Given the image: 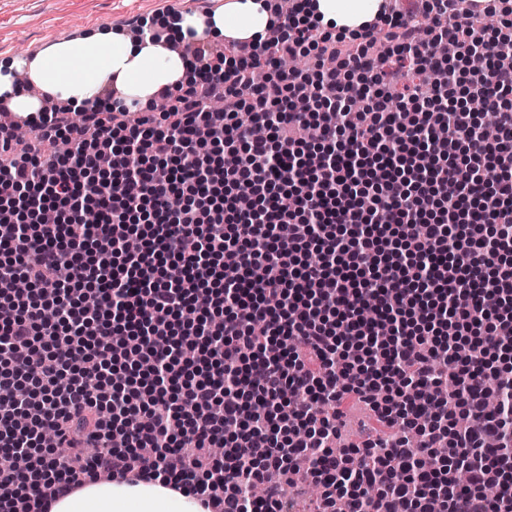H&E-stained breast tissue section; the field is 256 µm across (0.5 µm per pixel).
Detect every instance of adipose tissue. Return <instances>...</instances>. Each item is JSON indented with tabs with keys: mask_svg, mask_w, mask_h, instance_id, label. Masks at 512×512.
<instances>
[{
	"mask_svg": "<svg viewBox=\"0 0 512 512\" xmlns=\"http://www.w3.org/2000/svg\"><path fill=\"white\" fill-rule=\"evenodd\" d=\"M383 0H309L305 13L321 29L354 36L379 22ZM274 15L269 0H224L202 14L179 12L155 18L176 39L189 34L215 39L250 41L264 35ZM24 74L46 93L81 106L108 84L122 92L125 107L148 110L164 90L184 87L194 78L192 67L164 42L133 39L124 32L98 26L73 40L48 46L30 59L0 58V96L14 111L30 115L39 102L17 91V74ZM51 512H208L200 499L157 482L130 484L98 479L59 498Z\"/></svg>",
	"mask_w": 512,
	"mask_h": 512,
	"instance_id": "obj_1",
	"label": "adipose tissue"
}]
</instances>
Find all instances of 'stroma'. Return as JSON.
Segmentation results:
<instances>
[{
    "label": "stroma",
    "instance_id": "35a3bbf8",
    "mask_svg": "<svg viewBox=\"0 0 512 512\" xmlns=\"http://www.w3.org/2000/svg\"><path fill=\"white\" fill-rule=\"evenodd\" d=\"M224 0H0V55L35 54L97 25L130 28L169 11L206 13Z\"/></svg>",
    "mask_w": 512,
    "mask_h": 512
}]
</instances>
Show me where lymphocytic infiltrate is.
Returning <instances> with one entry per match:
<instances>
[{"label": "lymphocytic infiltrate", "instance_id": "obj_1", "mask_svg": "<svg viewBox=\"0 0 512 512\" xmlns=\"http://www.w3.org/2000/svg\"><path fill=\"white\" fill-rule=\"evenodd\" d=\"M382 9V56L374 29L348 43L281 15L225 57L185 43L195 79L166 111L125 120L106 88L77 121L44 108L21 153L0 124V512H50L103 476L288 512L303 463L316 512H512V368L493 361L512 357V68L469 66L512 53V12L485 6L491 36L459 0ZM330 47L335 67L280 68ZM426 67L442 78L424 92ZM57 140L69 151L38 148ZM116 336L136 337V362ZM350 397L374 423L339 453ZM47 431L68 455L42 448Z\"/></svg>", "mask_w": 512, "mask_h": 512}]
</instances>
